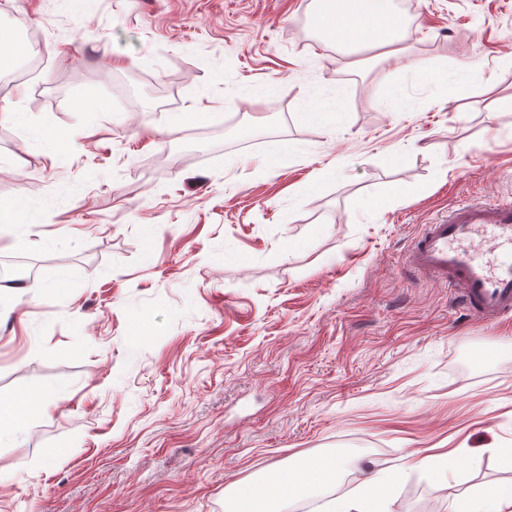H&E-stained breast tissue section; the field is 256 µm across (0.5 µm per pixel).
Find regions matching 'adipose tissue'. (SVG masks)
I'll use <instances>...</instances> for the list:
<instances>
[{"label": "adipose tissue", "mask_w": 512, "mask_h": 512, "mask_svg": "<svg viewBox=\"0 0 512 512\" xmlns=\"http://www.w3.org/2000/svg\"><path fill=\"white\" fill-rule=\"evenodd\" d=\"M326 38L344 47L365 42L378 47V61L392 65L408 54L401 44V22L381 0H337L320 19ZM339 464L331 458L300 459L292 468L275 470L259 484L234 494L229 512H273V502L290 503L318 495L337 477ZM401 473L379 470L367 476L353 493L337 497L323 512H392L393 491ZM450 512H512V488L489 486L455 498Z\"/></svg>", "instance_id": "ef3b65f1"}]
</instances>
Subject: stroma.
Instances as JSON below:
<instances>
[{"label": "stroma", "instance_id": "1", "mask_svg": "<svg viewBox=\"0 0 512 512\" xmlns=\"http://www.w3.org/2000/svg\"><path fill=\"white\" fill-rule=\"evenodd\" d=\"M319 4L0 0L35 34L0 69L29 116L0 113V267L34 271L0 291V399L30 402L0 512H226L325 456L329 498L404 472L394 512L512 487V324L402 267L448 207L512 194V0H415L398 72L337 51ZM461 458L457 450H449L448 453L426 456L419 459L416 468L432 471H449L456 469Z\"/></svg>", "mask_w": 512, "mask_h": 512}]
</instances>
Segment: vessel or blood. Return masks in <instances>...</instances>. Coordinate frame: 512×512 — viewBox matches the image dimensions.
Wrapping results in <instances>:
<instances>
[{"instance_id":"obj_1","label":"vessel or blood","mask_w":512,"mask_h":512,"mask_svg":"<svg viewBox=\"0 0 512 512\" xmlns=\"http://www.w3.org/2000/svg\"><path fill=\"white\" fill-rule=\"evenodd\" d=\"M410 269L458 291L462 309L489 323L512 318V200L464 202L425 225Z\"/></svg>"}]
</instances>
